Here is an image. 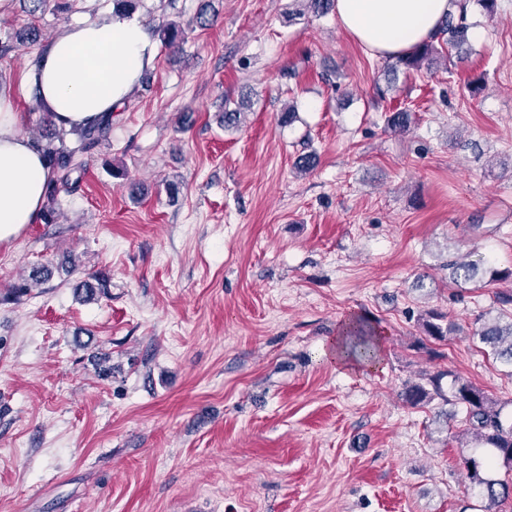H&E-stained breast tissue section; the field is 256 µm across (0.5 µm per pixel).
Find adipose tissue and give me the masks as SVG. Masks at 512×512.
<instances>
[{
  "mask_svg": "<svg viewBox=\"0 0 512 512\" xmlns=\"http://www.w3.org/2000/svg\"><path fill=\"white\" fill-rule=\"evenodd\" d=\"M455 9L454 0H335L334 15L359 43L389 58L428 39ZM155 55L141 21L107 13L63 27L24 80L56 125L80 127L127 101ZM22 120L13 88L0 85V245L40 221L51 175L40 149L21 134Z\"/></svg>",
  "mask_w": 512,
  "mask_h": 512,
  "instance_id": "obj_1",
  "label": "adipose tissue"
}]
</instances>
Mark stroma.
<instances>
[{
	"mask_svg": "<svg viewBox=\"0 0 512 512\" xmlns=\"http://www.w3.org/2000/svg\"><path fill=\"white\" fill-rule=\"evenodd\" d=\"M26 8L0 10V43L32 22L41 38L0 57V81L30 137L46 110L22 73L113 5ZM202 9L210 26L158 47L149 88L82 155L57 222L0 247V512H482L456 407L401 392L460 374L512 418V368L472 337L478 315L512 316L496 301L512 279L460 288L445 266L462 252L512 270V0L471 4L481 38L411 74L297 0H142L135 15L154 28ZM228 93L251 101L236 130ZM400 111L404 132L387 124ZM40 263L52 278L10 300ZM97 271L109 293L83 301ZM431 308L460 330L423 346ZM353 314L384 337L376 369L322 355Z\"/></svg>",
	"mask_w": 512,
	"mask_h": 512,
	"instance_id": "obj_1",
	"label": "stroma"
}]
</instances>
